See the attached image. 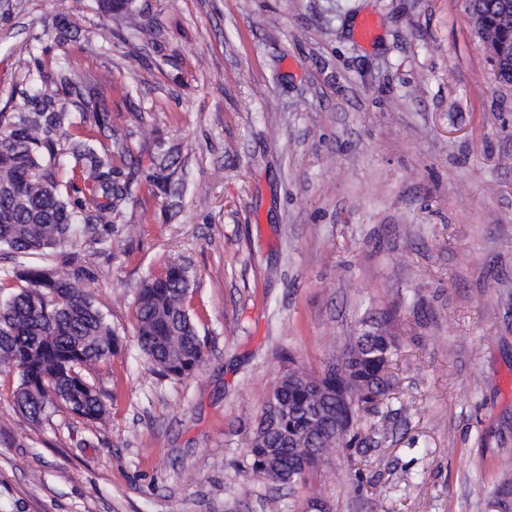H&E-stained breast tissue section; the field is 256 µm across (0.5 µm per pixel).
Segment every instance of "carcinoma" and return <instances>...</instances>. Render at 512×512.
I'll list each match as a JSON object with an SVG mask.
<instances>
[{"instance_id":"carcinoma-1","label":"carcinoma","mask_w":512,"mask_h":512,"mask_svg":"<svg viewBox=\"0 0 512 512\" xmlns=\"http://www.w3.org/2000/svg\"><path fill=\"white\" fill-rule=\"evenodd\" d=\"M505 2L467 0V11L481 20L476 33L482 42L509 53L512 28L500 21ZM59 129L71 139L74 160L72 192L66 194L53 150ZM125 196L126 188L112 181V152L100 153L94 136L52 96L25 112H0V248L17 258L15 276L23 282L0 299V363L17 371L14 398L34 422L48 404L90 421L103 416L104 403L81 369L110 358L116 338L77 282L30 269L23 258L72 242L85 211L94 210L98 224L110 223ZM189 290L185 269L170 266L138 295V345L165 377L191 376L205 362L204 342L186 306ZM398 349L385 319L360 329L322 373L286 370L271 394L278 410L261 409L239 472L293 485L324 463L325 449L352 447L355 416L394 390L388 369Z\"/></svg>"}]
</instances>
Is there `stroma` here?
I'll return each instance as SVG.
<instances>
[{
    "label": "stroma",
    "instance_id": "obj_1",
    "mask_svg": "<svg viewBox=\"0 0 512 512\" xmlns=\"http://www.w3.org/2000/svg\"><path fill=\"white\" fill-rule=\"evenodd\" d=\"M67 5L0 0V112L43 93L78 112L63 67L102 84L96 144L127 198L97 241L27 265L77 279L117 346L83 370L97 421H30L0 371V512H512V86L463 0ZM174 264L205 343L184 378L136 336L143 284ZM388 313L395 388L360 445L291 487L240 477L289 363L321 371Z\"/></svg>",
    "mask_w": 512,
    "mask_h": 512
}]
</instances>
